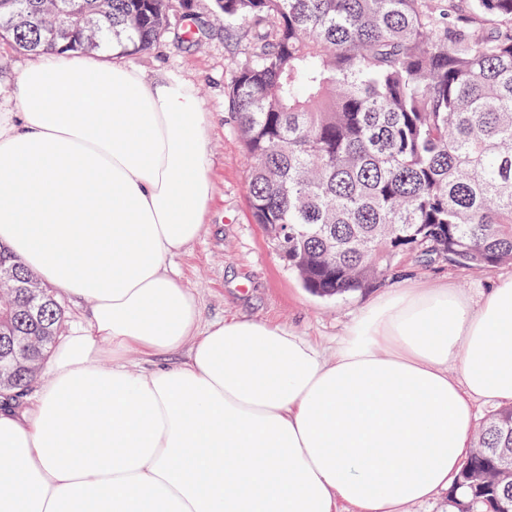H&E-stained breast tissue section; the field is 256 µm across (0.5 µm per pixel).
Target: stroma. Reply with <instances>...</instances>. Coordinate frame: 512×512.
Returning a JSON list of instances; mask_svg holds the SVG:
<instances>
[{"label": "stroma", "instance_id": "1", "mask_svg": "<svg viewBox=\"0 0 512 512\" xmlns=\"http://www.w3.org/2000/svg\"><path fill=\"white\" fill-rule=\"evenodd\" d=\"M173 3L177 12L191 15L196 40L186 39L184 26L175 23L152 49L124 59L151 78L175 76L191 81L211 120L207 148L212 201L205 229L170 265L197 295L204 320L265 319L331 344L377 291L369 288L333 298L311 293L289 270L263 228L255 224L249 206L248 164L225 103V90L252 24L246 20L225 28L214 0ZM32 59V54L0 40V110L11 111L17 76ZM510 274L512 264L469 271L445 262L425 266L409 258L389 285H449L475 296L488 282Z\"/></svg>", "mask_w": 512, "mask_h": 512}]
</instances>
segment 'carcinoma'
Returning <instances> with one entry per match:
<instances>
[{
  "label": "carcinoma",
  "mask_w": 512,
  "mask_h": 512,
  "mask_svg": "<svg viewBox=\"0 0 512 512\" xmlns=\"http://www.w3.org/2000/svg\"><path fill=\"white\" fill-rule=\"evenodd\" d=\"M0 6V38L49 49L66 12L90 29L57 40L76 51L149 50L172 0H18ZM224 26L255 22L227 89L251 160L255 223L320 296L372 288L414 254L469 270L512 263V0H215ZM25 295L0 303V350L55 344L63 309L40 319ZM36 371L0 376L9 390ZM512 407L483 421L456 479L457 512H512Z\"/></svg>",
  "instance_id": "obj_1"
}]
</instances>
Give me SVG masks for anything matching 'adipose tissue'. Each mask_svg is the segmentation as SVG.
<instances>
[{
	"label": "adipose tissue",
	"mask_w": 512,
	"mask_h": 512,
	"mask_svg": "<svg viewBox=\"0 0 512 512\" xmlns=\"http://www.w3.org/2000/svg\"><path fill=\"white\" fill-rule=\"evenodd\" d=\"M18 86L0 243L90 311L33 400L0 399V512H408L454 484L476 403L512 405V275L392 289L330 354L204 321L169 266L212 197L193 85L58 48Z\"/></svg>",
	"instance_id": "1"
}]
</instances>
